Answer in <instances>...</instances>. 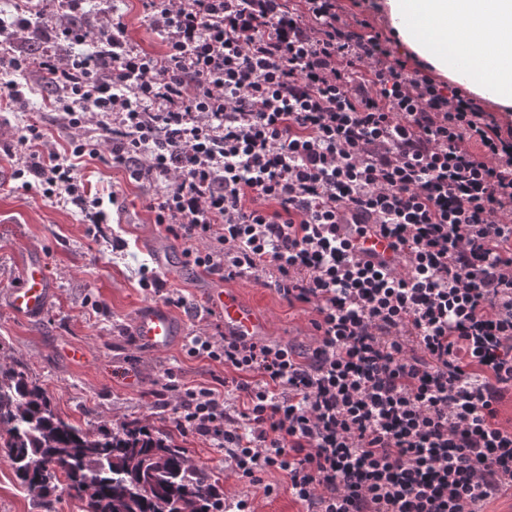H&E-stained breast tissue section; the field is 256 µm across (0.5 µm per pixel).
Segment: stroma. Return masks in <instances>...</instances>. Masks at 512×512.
Wrapping results in <instances>:
<instances>
[{"label": "stroma", "mask_w": 512, "mask_h": 512, "mask_svg": "<svg viewBox=\"0 0 512 512\" xmlns=\"http://www.w3.org/2000/svg\"><path fill=\"white\" fill-rule=\"evenodd\" d=\"M44 95L26 94L24 109L0 113V364L24 371L29 381L47 389L56 411L90 430L119 428L138 419L164 429L174 425V414L163 389L168 377L190 388L213 386L223 376L222 366L186 352V337L219 336L224 322L217 316L176 315L184 324V341L162 354L136 345L130 329L137 310L151 297L140 286L143 269L154 268L151 239L166 254L169 267L160 271L167 287L182 289L196 305H204L209 279L186 269L182 245L153 223L149 198L124 171L98 164L82 170L92 192L117 190V202H104V224L95 226L88 212L74 203L47 199L21 189L11 178V154L17 138L34 117H47ZM41 253L56 294L42 317L23 319L12 313L7 292L17 281L19 268L31 252ZM234 288L268 320V339L310 345L314 341L311 311L288 307L277 293L251 278L234 281ZM100 309H92V302ZM83 349L72 360L68 349ZM192 464L220 477L226 494L249 495L254 512H304L286 489L281 473L264 480L274 486L272 496L261 488L241 485L224 463V451L193 434H181ZM0 512H43L38 501L15 482L11 465L0 457Z\"/></svg>", "instance_id": "35a3bbf8"}]
</instances>
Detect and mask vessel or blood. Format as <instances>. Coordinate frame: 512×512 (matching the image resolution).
I'll return each instance as SVG.
<instances>
[{"label": "vessel or blood", "mask_w": 512, "mask_h": 512, "mask_svg": "<svg viewBox=\"0 0 512 512\" xmlns=\"http://www.w3.org/2000/svg\"><path fill=\"white\" fill-rule=\"evenodd\" d=\"M368 257L374 263H388L394 252L388 239L371 233L366 242ZM54 295L46 264L41 254L31 253L22 265L18 281L10 288L7 300L14 313L24 319L43 316ZM210 305L224 321V333L251 341L264 336L268 330L266 318L256 307L224 282H216L210 290ZM181 327L173 314L163 305L143 306L137 313L132 332L149 351L163 353L178 340Z\"/></svg>", "instance_id": "obj_1"}]
</instances>
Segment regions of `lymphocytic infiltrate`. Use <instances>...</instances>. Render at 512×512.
<instances>
[{
    "instance_id": "1",
    "label": "lymphocytic infiltrate",
    "mask_w": 512,
    "mask_h": 512,
    "mask_svg": "<svg viewBox=\"0 0 512 512\" xmlns=\"http://www.w3.org/2000/svg\"><path fill=\"white\" fill-rule=\"evenodd\" d=\"M85 2L15 0L0 22V112L24 107L23 74L55 87L69 133L26 125L13 179L100 224L79 166L121 169L187 267L315 314L304 353L192 336L234 395L168 382L180 429L264 494L281 472L307 512H483L511 491L512 124L409 66L358 18L374 0H142L160 53L111 0ZM346 208L392 240V267L351 256Z\"/></svg>"
}]
</instances>
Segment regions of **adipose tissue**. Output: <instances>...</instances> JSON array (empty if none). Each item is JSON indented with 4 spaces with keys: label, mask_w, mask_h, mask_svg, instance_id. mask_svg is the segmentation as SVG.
I'll return each instance as SVG.
<instances>
[{
    "label": "adipose tissue",
    "mask_w": 512,
    "mask_h": 512,
    "mask_svg": "<svg viewBox=\"0 0 512 512\" xmlns=\"http://www.w3.org/2000/svg\"><path fill=\"white\" fill-rule=\"evenodd\" d=\"M380 8L416 59L512 112V0H382Z\"/></svg>",
    "instance_id": "1"
}]
</instances>
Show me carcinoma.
<instances>
[{
    "mask_svg": "<svg viewBox=\"0 0 512 512\" xmlns=\"http://www.w3.org/2000/svg\"><path fill=\"white\" fill-rule=\"evenodd\" d=\"M0 455L47 512L62 483L81 512H224V487L189 464L175 430L133 420L92 433L13 368H0Z\"/></svg>",
    "mask_w": 512,
    "mask_h": 512,
    "instance_id": "cac0c4a2",
    "label": "carcinoma"
}]
</instances>
